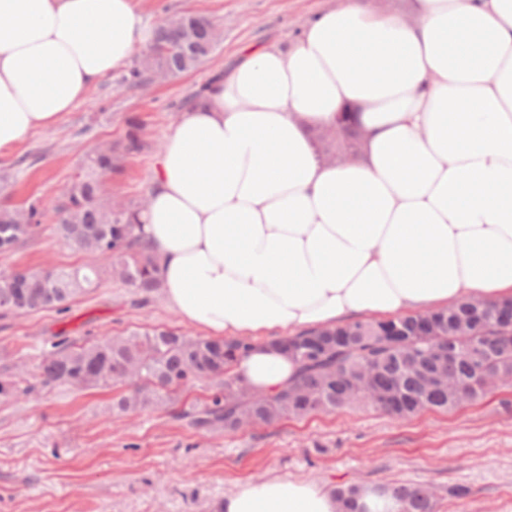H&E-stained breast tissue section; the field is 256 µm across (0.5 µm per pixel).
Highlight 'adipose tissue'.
<instances>
[{
  "instance_id": "obj_1",
  "label": "adipose tissue",
  "mask_w": 512,
  "mask_h": 512,
  "mask_svg": "<svg viewBox=\"0 0 512 512\" xmlns=\"http://www.w3.org/2000/svg\"><path fill=\"white\" fill-rule=\"evenodd\" d=\"M151 38L138 0H0V152ZM348 105L364 154L330 164L312 134ZM139 220L169 306L252 337L233 373L258 393L298 372L271 332L512 298V0H339L290 49H248L170 126ZM217 510L339 504L268 479Z\"/></svg>"
}]
</instances>
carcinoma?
Returning a JSON list of instances; mask_svg holds the SVG:
<instances>
[{
  "mask_svg": "<svg viewBox=\"0 0 512 512\" xmlns=\"http://www.w3.org/2000/svg\"><path fill=\"white\" fill-rule=\"evenodd\" d=\"M212 23L203 16L179 14L159 26L147 50L134 60L121 81L141 85L159 70L169 76L186 73L212 52L208 32ZM125 140L99 151L86 169L71 181L65 200L55 208L60 236L79 251L93 254L104 266L54 268L43 271L15 269L0 272V311L26 314L59 307L97 287L107 274L146 296L157 292L156 261L137 234L139 203L112 209L105 199L100 177L122 171L125 157L142 152L143 123L126 119ZM48 210L38 197L23 207L0 206V251L24 243L32 229L43 223ZM497 310H512V299L484 311L467 302L424 316L396 319L404 336L392 342L380 335L377 321L357 320L333 328L311 329L284 339V346L299 363L297 378L274 394H256L231 374L233 363L251 343L241 338L211 339L170 330L131 333L90 345L62 339L39 365L44 386L61 377L83 381L86 388L124 386L127 392L112 399L119 412L168 407L207 432L235 431L245 424L272 425L284 418L303 419L348 407L369 405L400 419L424 411L452 412L483 400L484 372L500 385L512 384V319L495 317ZM210 379L224 385L203 403L180 406L178 390L195 380ZM13 374H0V397L20 391ZM364 491L353 483L334 491L343 512H355ZM400 512H435V492L423 485L388 489Z\"/></svg>",
  "mask_w": 512,
  "mask_h": 512,
  "instance_id": "obj_1",
  "label": "carcinoma"
}]
</instances>
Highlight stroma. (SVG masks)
Segmentation results:
<instances>
[{"label": "stroma", "instance_id": "stroma-1", "mask_svg": "<svg viewBox=\"0 0 512 512\" xmlns=\"http://www.w3.org/2000/svg\"><path fill=\"white\" fill-rule=\"evenodd\" d=\"M336 0H142L148 25L182 11L201 13L221 29L214 52L194 71L146 87L102 78L50 128L0 154V201L20 207L30 196L61 204L88 156L120 141L124 118L145 122L146 149L122 173L104 178L118 203L145 198L169 126L213 74L251 46L288 47L317 13ZM54 221L24 245L0 252V271L45 270L91 263L67 245ZM153 328L197 336L162 295L142 299L117 280L76 297L67 311L0 315V370L33 380L52 344H83ZM112 388L66 384L0 398V512H214L239 485L280 478L333 488L416 483L439 490L436 512H512V385L453 413L428 411L396 420L370 407L345 409L234 432L199 431L163 410L112 413ZM468 498L445 497L448 485Z\"/></svg>", "mask_w": 512, "mask_h": 512}]
</instances>
